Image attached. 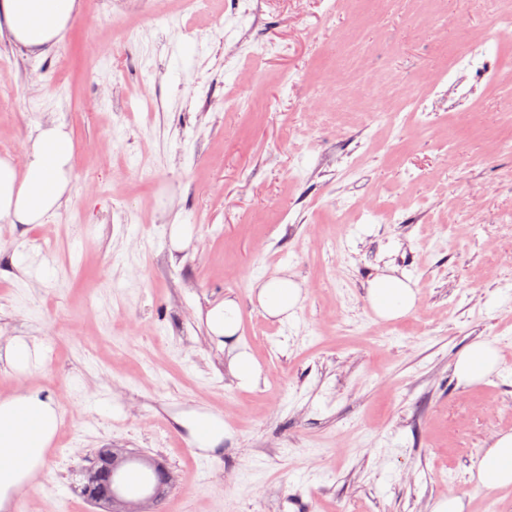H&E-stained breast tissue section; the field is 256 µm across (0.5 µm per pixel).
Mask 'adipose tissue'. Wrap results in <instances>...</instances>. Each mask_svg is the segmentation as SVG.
Listing matches in <instances>:
<instances>
[{
	"instance_id": "adipose-tissue-1",
	"label": "adipose tissue",
	"mask_w": 512,
	"mask_h": 512,
	"mask_svg": "<svg viewBox=\"0 0 512 512\" xmlns=\"http://www.w3.org/2000/svg\"><path fill=\"white\" fill-rule=\"evenodd\" d=\"M77 11V0H0V36L28 50H43L65 30ZM74 143L62 126L43 127L25 150L23 164L0 158V219L13 224H42L69 202ZM252 293L264 313L282 323L295 318L305 299L302 286L285 275L256 278ZM368 301L374 314L392 320L410 313L417 293L408 276L381 272L368 282ZM208 333L219 348L229 349L228 369L238 387L257 384L261 369L254 356L236 342L241 310L235 298L212 305L205 316ZM499 350L492 340L467 346L458 356L454 374L472 384L494 373ZM179 423L192 442L209 454L224 440V420L200 409L180 413ZM61 415L52 397L26 389L0 398V512H8L18 496L31 490L43 473ZM474 481L497 490L512 486V432L502 434L481 458Z\"/></svg>"
}]
</instances>
